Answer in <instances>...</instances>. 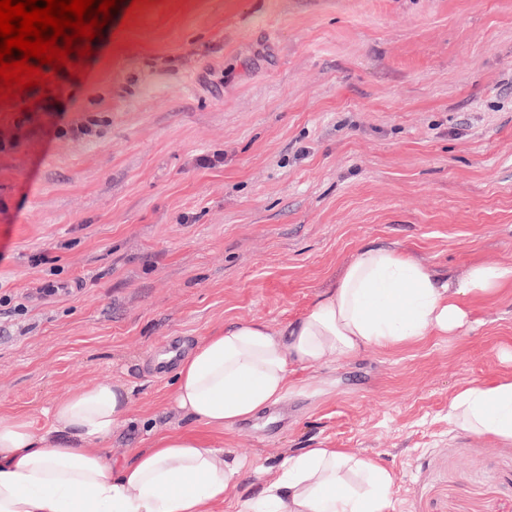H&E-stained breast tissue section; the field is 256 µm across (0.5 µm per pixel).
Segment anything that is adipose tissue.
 Returning <instances> with one entry per match:
<instances>
[{
    "label": "adipose tissue",
    "mask_w": 512,
    "mask_h": 512,
    "mask_svg": "<svg viewBox=\"0 0 512 512\" xmlns=\"http://www.w3.org/2000/svg\"><path fill=\"white\" fill-rule=\"evenodd\" d=\"M511 284V263H479L454 280L396 247L370 246L282 328L236 319L203 337L180 361L171 395L192 429L154 433L118 468L104 445L130 412L122 384L97 382L57 401L41 432L26 415L0 411V512H213L245 470L222 434L284 399L297 370L456 335L468 300ZM448 419L512 443V375L458 388ZM392 487L372 458L308 448L283 457L241 512H392Z\"/></svg>",
    "instance_id": "obj_1"
}]
</instances>
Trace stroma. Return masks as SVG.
<instances>
[{
  "mask_svg": "<svg viewBox=\"0 0 512 512\" xmlns=\"http://www.w3.org/2000/svg\"><path fill=\"white\" fill-rule=\"evenodd\" d=\"M76 73L0 105V410L103 379L132 391L115 464L187 420L170 346L280 327L365 246L457 279L512 263V0H122ZM452 339L298 371L225 432L267 468L349 448L393 512H512V444L448 421L512 372V286Z\"/></svg>",
  "mask_w": 512,
  "mask_h": 512,
  "instance_id": "1",
  "label": "stroma"
}]
</instances>
